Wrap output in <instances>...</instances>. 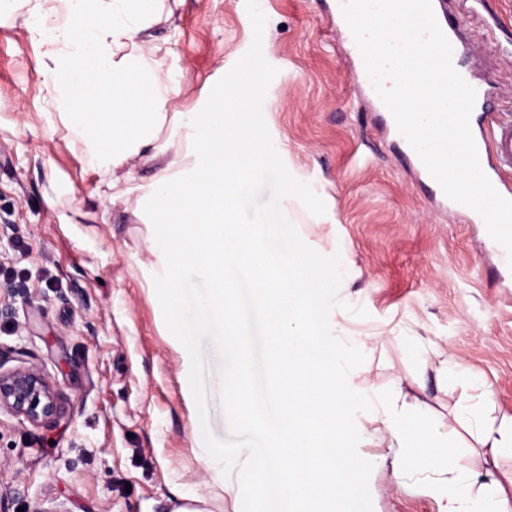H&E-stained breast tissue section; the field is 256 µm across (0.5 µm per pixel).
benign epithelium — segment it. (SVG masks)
<instances>
[{
    "instance_id": "7a95c632",
    "label": "benign epithelium",
    "mask_w": 512,
    "mask_h": 512,
    "mask_svg": "<svg viewBox=\"0 0 512 512\" xmlns=\"http://www.w3.org/2000/svg\"><path fill=\"white\" fill-rule=\"evenodd\" d=\"M2 409L36 426L48 422L60 413L52 385L33 365L0 371V410Z\"/></svg>"
}]
</instances>
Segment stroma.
I'll list each match as a JSON object with an SVG mask.
<instances>
[{
    "instance_id": "35a3bbf8",
    "label": "stroma",
    "mask_w": 512,
    "mask_h": 512,
    "mask_svg": "<svg viewBox=\"0 0 512 512\" xmlns=\"http://www.w3.org/2000/svg\"><path fill=\"white\" fill-rule=\"evenodd\" d=\"M459 22L461 61L486 90L490 130L512 115V0H441ZM25 8L0 14V368L37 366L60 417L34 426L0 411V512H247L244 465L205 468L208 448L255 439L224 407L232 350L202 329L177 336L151 246L154 225L114 198L99 168L40 91L43 49ZM334 0H182L156 26L151 63L178 87L169 105H209L220 84L259 68L261 134L284 166L324 187L336 224L293 208L306 250L337 249L351 279L336 318L364 342L345 390L422 400L417 423L449 445L475 484L512 475L458 420L492 392L490 417L512 418V267L487 225L446 208L404 164L374 100L352 79ZM233 316L255 367L270 369L267 326L249 305ZM347 451L372 466L352 512H439L453 485L395 474L388 434L354 415Z\"/></svg>"
}]
</instances>
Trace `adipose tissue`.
<instances>
[{
    "instance_id": "obj_1",
    "label": "adipose tissue",
    "mask_w": 512,
    "mask_h": 512,
    "mask_svg": "<svg viewBox=\"0 0 512 512\" xmlns=\"http://www.w3.org/2000/svg\"><path fill=\"white\" fill-rule=\"evenodd\" d=\"M29 29L44 51L40 86L65 127L75 133L105 170L116 172L132 157L160 161L152 186L125 194L147 207L165 254V279L176 282L185 266L202 263L216 290L206 302L207 325H220L226 340L242 332L231 315L239 296L262 308L272 347L283 365L276 389L256 394L248 356L231 358L234 381L225 402L238 427L251 431L248 482L250 512H349L367 470L364 459L342 454L345 425L358 406L339 379L361 343L343 344L335 320L333 290L346 275L336 253L303 250L288 230L296 202L332 224L327 199L280 168V146L246 130L255 121L263 87L258 76L211 91L203 110L169 111L171 76L152 66L149 32L173 13L171 0H20ZM170 126L179 142L161 140ZM282 181L277 206L262 217V230L238 215L255 185L271 175ZM421 403L391 401L384 429L401 448L399 471L434 468L461 491L440 512H512V496L498 479L492 495L472 496L453 474L445 444L415 423ZM485 404L465 421L477 442L494 453H512V428L495 426Z\"/></svg>"
}]
</instances>
